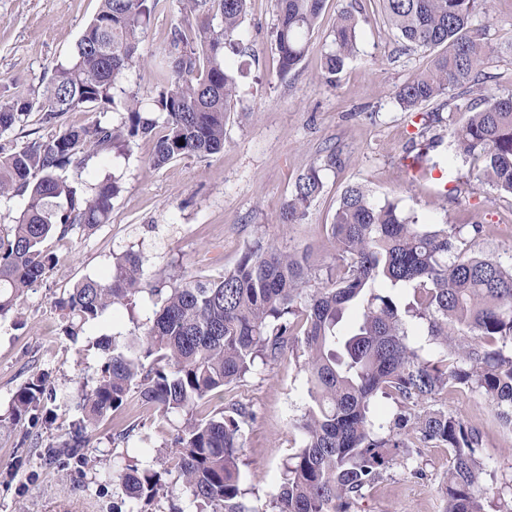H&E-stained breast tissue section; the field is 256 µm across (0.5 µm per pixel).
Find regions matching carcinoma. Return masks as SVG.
<instances>
[{
  "instance_id": "1",
  "label": "carcinoma",
  "mask_w": 512,
  "mask_h": 512,
  "mask_svg": "<svg viewBox=\"0 0 512 512\" xmlns=\"http://www.w3.org/2000/svg\"><path fill=\"white\" fill-rule=\"evenodd\" d=\"M162 2L101 0L69 63L53 69L41 101L19 92L0 99L1 133L30 112L39 113L43 131L19 148L0 145V198L26 197L13 223L0 225V316L16 309L55 264L44 249L48 238L110 220L118 180L108 176L82 190L67 177L68 166L141 139L154 143V167L224 150V125L243 74L228 57L239 54L247 0H182L184 17L163 52L171 80L145 108L122 80L141 62L140 44ZM325 2L277 0L280 75L305 60ZM492 2L380 0L392 34L432 54L428 68L396 87L397 103L420 113L450 93L472 97L462 118L448 115L450 146L470 161L478 181L512 196V93L490 94L483 86L493 48L473 25L478 12L490 14ZM359 25L354 10L339 12L324 54L327 82L355 55ZM83 109L99 118L63 126L65 114ZM112 112L123 113L119 123L106 118ZM321 171L315 163L297 177L279 223H306L323 190ZM465 228L420 224L398 201L376 203L368 190L349 186L329 224L335 257L324 268L307 249L286 251L258 240L218 280L150 285L139 255L115 258L107 277L85 278L57 301L76 319L67 334L115 305L134 309L143 293L160 298V309L124 340L93 342L102 354L100 374L78 387L81 418L66 439L47 448L46 460L76 455L88 445V429L134 396L179 425L168 456L112 470L125 495L149 502L166 487L163 476L173 473L168 493L185 492L194 512H249L239 463L243 429L256 414L239 402L204 417L198 407L224 399V390L258 365L298 347L312 406L297 425L301 444L284 466L273 512H353L392 465L412 459L416 448L436 447L449 451L442 512H485L479 433L451 410H417L442 390L467 387L512 426V265L459 252ZM386 284L413 289V302L402 304L383 291ZM352 308L359 319L343 333L339 324ZM417 320L444 346L439 357L426 358L409 340L408 326ZM380 395L398 403L389 420L375 412ZM54 402L42 373L16 391L7 420L48 424Z\"/></svg>"
}]
</instances>
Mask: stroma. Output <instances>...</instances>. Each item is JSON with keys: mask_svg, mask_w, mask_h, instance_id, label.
<instances>
[{"mask_svg": "<svg viewBox=\"0 0 512 512\" xmlns=\"http://www.w3.org/2000/svg\"><path fill=\"white\" fill-rule=\"evenodd\" d=\"M348 6L360 18L359 52L331 84L321 64L336 14ZM98 9L99 0H0V96L19 91L41 98L53 68L70 58ZM180 9L179 0H169L156 14L141 44L145 62L125 76L129 90L147 97L170 78L160 53ZM475 22L498 51L485 70L487 85L512 90V0H495L490 15H477ZM276 24V0H248L239 36L247 70L238 79L223 153L156 168L149 163L152 142L138 140L127 152L102 153L69 168L76 185L89 187L113 175L122 190L112 201L109 223L46 241L55 266L28 292L18 313L0 318V415H7L13 394L38 374H48L56 395L52 426L24 420L0 430V512H127V497L109 478L114 463L136 455L143 445L156 457L175 434L173 425L132 403L90 432L82 456L63 458L58 467L42 460L45 448L66 437L78 416L74 389L100 373L101 353L87 348V339L129 336L157 308L156 297L146 294L135 310L110 308L85 325L80 338L66 336L58 299L84 277H106L113 256L138 254L150 281L177 275L216 279L233 269L247 245L261 239L287 250L312 247L317 263L326 266L334 254L327 226L342 192L360 184L375 199H398L423 224H482L483 233L466 238L465 249L512 264V195L478 184L469 162L449 150L447 107L434 103L420 119L394 99L396 86L430 57L392 36L379 0H326L304 62L283 77ZM419 134L435 142L427 161L442 173L443 191L406 178L403 158ZM331 150L338 161L328 167L324 161ZM315 163L324 166V188L308 220L278 223L295 178ZM224 401L248 404L256 412L243 432L241 485L252 512H271L284 465L300 445L295 426L310 403L301 360L288 356L259 367L226 389ZM428 405L459 413L479 431L489 490L486 510L495 512L499 495L512 490V429L475 391H444ZM414 468L422 469L421 477L411 476ZM447 471V449H422L409 466L388 470L355 512H442Z\"/></svg>", "mask_w": 512, "mask_h": 512, "instance_id": "1", "label": "stroma"}]
</instances>
